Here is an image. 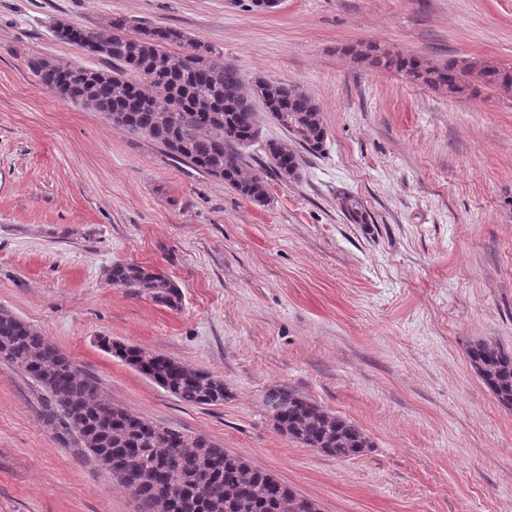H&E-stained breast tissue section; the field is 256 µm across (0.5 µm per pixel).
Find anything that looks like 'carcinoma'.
I'll list each match as a JSON object with an SVG mask.
<instances>
[{
    "instance_id": "1",
    "label": "carcinoma",
    "mask_w": 512,
    "mask_h": 512,
    "mask_svg": "<svg viewBox=\"0 0 512 512\" xmlns=\"http://www.w3.org/2000/svg\"><path fill=\"white\" fill-rule=\"evenodd\" d=\"M95 38L109 46L100 57L109 71L68 62L31 59L28 68L50 91L75 104L102 112L134 134L161 142L170 155L185 160L232 186L243 197L263 204L268 188L263 175L246 169L241 150L261 138L256 102L310 153L323 150L326 127L316 99L283 82L258 79L245 86L239 70L218 61L214 46L188 38L180 29L160 26L132 29L124 18L106 26H73L69 43ZM182 47L180 51L167 49ZM346 53L370 66L402 73L418 84L445 90L450 96L475 94L482 86L512 87V70L480 61L450 58L431 63L418 56L392 54L374 44L350 47ZM470 81L461 89L459 73ZM264 84L265 97L255 88ZM286 141L266 140L262 150L283 177L299 174L301 157ZM340 206L354 224L367 223L363 204L344 194ZM113 286L147 295L174 309L178 287L165 275L135 263L115 264ZM102 347L152 379L180 401L193 406L224 402V380L175 358L143 348L101 339ZM468 361L498 403L512 410V351L479 341ZM0 361L24 372L40 390L39 417L62 443L84 449L98 466L131 492L137 512H318V505L213 444L178 457L168 449L189 439L99 398L97 382L80 373L49 339L13 313L0 310ZM280 403L269 409L275 429L289 439L327 456L348 460L364 455L372 443L351 421L331 414L292 389L272 390ZM82 427L72 437L71 424ZM177 472L186 487L204 477L202 496L171 491L169 475Z\"/></svg>"
}]
</instances>
